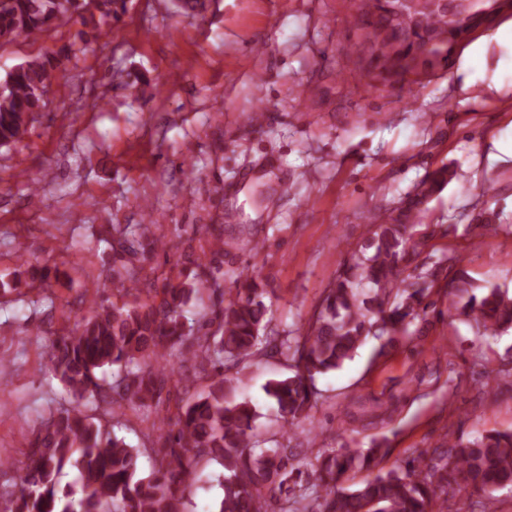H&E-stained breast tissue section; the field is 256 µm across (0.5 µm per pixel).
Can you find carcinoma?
I'll return each mask as SVG.
<instances>
[{"label":"carcinoma","mask_w":512,"mask_h":512,"mask_svg":"<svg viewBox=\"0 0 512 512\" xmlns=\"http://www.w3.org/2000/svg\"><path fill=\"white\" fill-rule=\"evenodd\" d=\"M124 0H0V37L33 35L73 13L94 27L108 25ZM357 21L364 40L377 47L373 60L420 81L415 44L448 25L426 0H413L407 16L385 13L382 0H360ZM54 57L16 66L0 84V147L21 139L40 110ZM457 177L446 167L415 187L398 214L376 225L366 243L341 264L326 292L322 310L307 327H270L265 290L243 276L246 287L211 315L189 324L186 311L220 272L223 249L212 248L211 266L180 269L163 279L142 302L97 305L72 333L56 337L46 352L50 369L70 396L28 442V463L5 512H185V499L201 481L203 462L224 467V496L217 512H433L451 482L492 492L512 486V432H491L442 453L444 463L423 468L413 457L389 470L379 467L389 454L386 438L367 448L344 443L337 448H290L277 441L260 447L253 434L256 411L235 397V379L224 370L265 354L291 362L292 374L269 380L264 391L277 405L283 428L309 417L317 406L316 376L352 359L367 337L387 338L407 331L426 311L430 284L418 275L400 278L409 253L413 220L421 207ZM163 241L143 224L129 226L121 244L130 256L155 251ZM459 314L478 332L498 336L512 328V295L498 286L480 294L467 282ZM191 343L201 373L212 377L193 395L196 379L173 366L154 363L177 345ZM96 392L118 406L142 407L163 415L168 426L156 430L152 451L158 467L144 473L141 450L88 413L81 400ZM177 413L171 417L170 396ZM369 470L355 484L356 473ZM76 473L62 483L68 472Z\"/></svg>","instance_id":"obj_1"}]
</instances>
